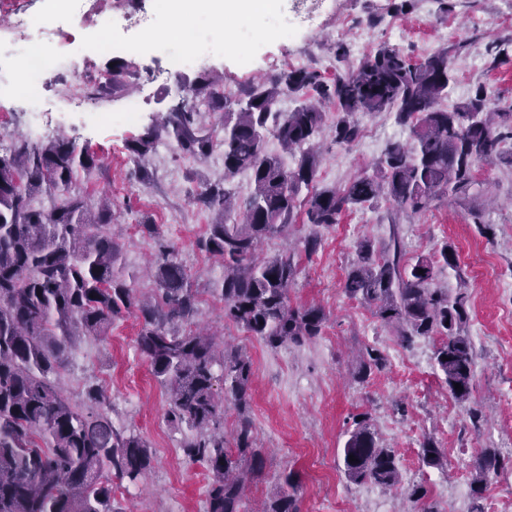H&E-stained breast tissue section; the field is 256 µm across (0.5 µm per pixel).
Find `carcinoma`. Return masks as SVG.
<instances>
[{
    "label": "carcinoma",
    "mask_w": 512,
    "mask_h": 512,
    "mask_svg": "<svg viewBox=\"0 0 512 512\" xmlns=\"http://www.w3.org/2000/svg\"><path fill=\"white\" fill-rule=\"evenodd\" d=\"M461 45L450 43L421 61L383 45L345 77L328 79L305 68L290 69L253 87L245 106L224 98L218 81L203 74L167 116L162 127L148 128L130 145L143 159L161 134L178 149L202 159L214 147L224 157V181L211 184L197 202L216 214L199 249L220 260L224 276L213 295L223 303L224 319L243 328L270 349L302 345L321 336L327 314L319 305L294 307L288 292L298 274L293 249L271 257L259 254L261 242L288 230L302 189L311 186L319 160L312 148L324 125L321 105L332 103L339 118L333 141L349 145L360 113L392 112L411 130V142L391 143L372 171L341 187H323L306 200V223L313 232L303 240L307 255L318 250L319 232L337 224L343 211L370 206L386 196L400 213L420 214L441 197L466 195L477 185L483 162L512 169V105L502 106L480 87L452 109L439 107L454 79L452 58ZM286 92L305 97L291 112L275 110ZM207 99L224 112L223 136L215 142L203 132L194 101ZM288 150L300 151L292 168L266 152L268 136ZM98 158L75 142L58 137L46 143L17 140L0 155V512H124L113 481L136 483L151 467L149 445L140 435L118 429L103 390L86 391L78 407L62 392L57 377L65 368L77 336L101 337L128 316L140 324L136 344L167 394L166 421L196 431L185 455L202 463L210 481L205 512H243L247 483L262 477L265 461L256 443L251 405L252 360L240 347L218 348L208 336L189 329L199 311L197 291L173 251L165 247L155 261L157 293L139 300L117 267L120 245L103 227L112 223V206L91 207L74 191L79 173L90 174ZM250 174L253 191L240 202L225 181ZM58 195L47 210L32 205L35 194ZM242 219L228 224L233 209ZM344 289L412 346L416 339L441 337L434 360L448 392L460 403L471 400L474 344L463 328L467 288L450 295L440 282L443 267L455 269L458 255L445 243L438 255L412 264L398 252L375 256L372 242L361 240ZM424 273H419V270ZM221 368L216 375L215 367ZM386 366L385 356L367 347L354 378L365 381ZM461 384L462 390L455 389ZM237 412L233 446L224 438V413ZM356 461H349V456ZM425 466L441 468L443 449L427 439L421 445ZM504 465L492 448L483 449L472 474L473 508L490 475ZM343 473L353 483L384 488L401 484L394 451L380 444L371 419L358 415L343 448ZM418 512L427 505L422 484L407 488ZM261 512H300L298 474L281 475L279 488Z\"/></svg>",
    "instance_id": "1"
}]
</instances>
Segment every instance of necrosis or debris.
<instances>
[{"label":"necrosis or debris","instance_id":"1","mask_svg":"<svg viewBox=\"0 0 512 512\" xmlns=\"http://www.w3.org/2000/svg\"><path fill=\"white\" fill-rule=\"evenodd\" d=\"M39 14L24 9L10 12L9 29L20 46L13 66L14 78L0 80V92L24 82L31 88L28 100L33 117L43 114L40 89L61 72L76 77L93 75L96 83H111L112 75L94 68V57L105 50L112 54L165 59L169 78L192 69L204 58L224 51L221 42L201 37L195 22L172 24L174 8L156 5L153 11L114 17L105 0H41ZM280 0H259L256 14L264 16L269 29L289 38L295 24L310 18L315 0H290L281 10Z\"/></svg>","mask_w":512,"mask_h":512}]
</instances>
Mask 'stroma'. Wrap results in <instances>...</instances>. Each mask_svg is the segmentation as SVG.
<instances>
[{"label": "stroma", "instance_id": "obj_1", "mask_svg": "<svg viewBox=\"0 0 512 512\" xmlns=\"http://www.w3.org/2000/svg\"><path fill=\"white\" fill-rule=\"evenodd\" d=\"M453 4L444 17L436 0H337L335 10L303 23L290 39L262 35L260 46L245 57L236 50L243 18L219 24L203 16L199 22L207 36L229 48L177 82H152L140 72L125 83L96 89L94 106L83 109L67 102L77 91L74 79L58 77L43 92L49 138L67 137L100 161L91 175L78 177L75 189L94 203L111 199L108 230L124 246L128 285L136 295L150 298L155 283L147 269L161 247L172 248L201 295L198 326L218 340L245 347L252 359V414L265 475L248 486L245 512H255L287 468L300 475L301 512H408L403 490L417 483L427 488V501L436 512H471L469 471L486 448L497 449L505 466L490 477L485 512H512V171L481 164L476 172L484 184L481 196L443 197L420 215L394 213L385 201L345 212L338 224L322 231L317 253L309 257L298 252L299 273L289 290L291 305L324 307L328 321L322 336L271 350L225 323L223 305L210 292L224 270L196 246L214 217L196 198L206 184L223 180V159L215 153L193 159L172 141L139 163L128 150L148 127L162 123L201 74L219 77L225 96L241 99L258 82L286 69H313L329 78L348 74L383 44L422 59L449 42H465L452 63L456 80L448 90L449 102L467 99L483 86L502 104L512 103V60L496 66L486 53L490 41L512 39V0ZM339 43L348 49L346 58L335 55ZM134 100L140 112L129 122L123 113ZM358 124V137L348 147L333 144L327 130L317 137L318 186L346 183L370 169L388 143L410 139L409 130L391 113L362 116ZM29 125L25 98L1 100L0 154L28 136ZM476 213L491 224V235L480 234L472 219ZM148 220L158 224V238L140 232L141 222ZM364 238L380 253L401 249L408 262L438 252L446 242L455 247L459 268L446 270L442 281L452 294L459 283L467 285L465 331L476 351L471 405L478 416L450 395L434 360L438 337H422L403 347L392 329L345 293L346 272ZM139 328L138 320L128 317L104 338L78 339L60 385L78 405L87 384L102 386L113 423L148 442V476L116 491L130 512H204L208 472L183 452L194 431L165 421L167 395L136 348ZM368 346L386 356L387 366L361 384L352 377L353 355ZM364 413L398 458L400 487L356 484L343 474L344 444L354 419ZM428 437L446 451L443 468L421 462V444Z\"/></svg>", "mask_w": 512, "mask_h": 512}]
</instances>
